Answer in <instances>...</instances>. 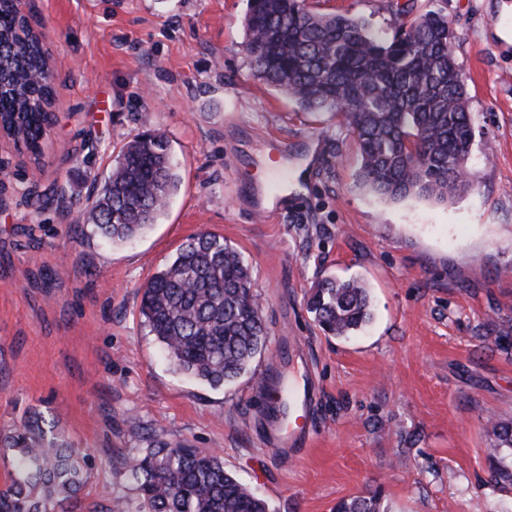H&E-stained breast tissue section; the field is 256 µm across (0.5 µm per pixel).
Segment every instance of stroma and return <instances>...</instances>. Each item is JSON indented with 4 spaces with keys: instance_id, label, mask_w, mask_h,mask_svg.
<instances>
[{
    "instance_id": "1",
    "label": "stroma",
    "mask_w": 512,
    "mask_h": 512,
    "mask_svg": "<svg viewBox=\"0 0 512 512\" xmlns=\"http://www.w3.org/2000/svg\"><path fill=\"white\" fill-rule=\"evenodd\" d=\"M397 0H306L380 35ZM446 13L473 119L472 187L455 200H385L361 186L342 116L306 112L255 80L247 0H30L57 99L41 170L0 140V480L25 415L94 461L74 512L135 502L123 465L152 432L219 448L274 512H333L380 491L384 512H512L491 479L489 419L512 421V0H418ZM181 176L133 241L74 235L96 182L144 131ZM223 237L249 265L269 328L251 373L213 389L176 372L141 290L186 239ZM328 274L360 278L372 320L325 335L306 308ZM314 380L309 448L267 438L263 372Z\"/></svg>"
}]
</instances>
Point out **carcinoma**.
<instances>
[{"instance_id": "obj_1", "label": "carcinoma", "mask_w": 512, "mask_h": 512, "mask_svg": "<svg viewBox=\"0 0 512 512\" xmlns=\"http://www.w3.org/2000/svg\"><path fill=\"white\" fill-rule=\"evenodd\" d=\"M392 37L360 20L320 14L304 0H248L243 46L252 75L308 112L342 114L356 134L361 183L388 200L448 202L472 185V118L456 65V32L440 11L396 10ZM54 104L50 54L42 32L0 0V134L34 159L42 155ZM179 176L168 139L141 134L120 150L84 224L124 243L156 223ZM328 336L348 337L371 319L370 293L359 279L318 281L307 300ZM139 312L180 373L220 389L267 352L268 330L241 254L224 238L201 233L142 289ZM492 477L512 483V422L489 421ZM14 450L0 512H67L83 485L88 458L37 418L6 437ZM125 461L138 508L116 499L112 512H272L224 467L222 451L171 445L155 433ZM334 512H381L380 493L341 499Z\"/></svg>"}]
</instances>
